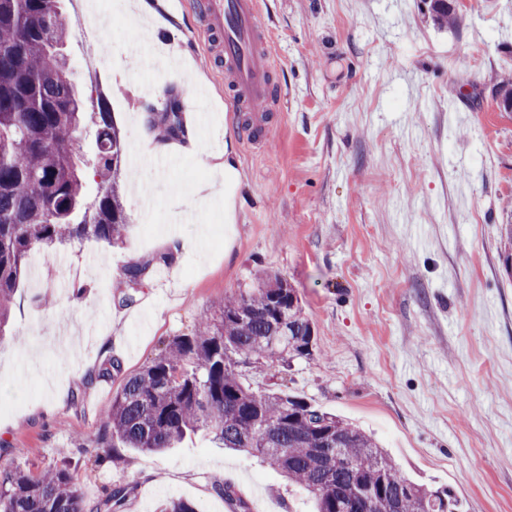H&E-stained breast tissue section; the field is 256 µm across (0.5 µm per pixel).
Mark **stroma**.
Returning <instances> with one entry per match:
<instances>
[{
    "mask_svg": "<svg viewBox=\"0 0 512 512\" xmlns=\"http://www.w3.org/2000/svg\"><path fill=\"white\" fill-rule=\"evenodd\" d=\"M111 21L71 27L70 77L104 98L125 139L121 192L130 230L107 245L35 253L0 339V468L68 469L87 503L125 485L120 512L169 498L227 512L228 484L254 508L312 512L307 493L245 453L203 436L164 453L120 449L96 462L103 414L127 375L190 333L226 297L276 274L296 289L315 355L242 366L256 389L286 385L375 437L419 484L448 489L462 512H512V273L502 226L512 211V117L492 88L512 77V0H461L439 27L423 0H258L274 60L273 101L231 111L205 20L161 0L131 33L136 0H94ZM173 56L174 71L137 64ZM106 66L89 78L83 62ZM188 78L203 111L184 110L194 145L148 143L147 106ZM456 111H449V104ZM236 143L241 208L201 200L224 135ZM153 265L133 303L125 271ZM119 368L97 378L106 358Z\"/></svg>",
    "mask_w": 512,
    "mask_h": 512,
    "instance_id": "obj_1",
    "label": "stroma"
}]
</instances>
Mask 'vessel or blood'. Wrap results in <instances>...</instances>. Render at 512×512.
<instances>
[{
	"instance_id": "1",
	"label": "vessel or blood",
	"mask_w": 512,
	"mask_h": 512,
	"mask_svg": "<svg viewBox=\"0 0 512 512\" xmlns=\"http://www.w3.org/2000/svg\"><path fill=\"white\" fill-rule=\"evenodd\" d=\"M217 37L229 94L240 111L271 100L274 63L265 48L258 0H187Z\"/></svg>"
}]
</instances>
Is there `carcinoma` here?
I'll return each instance as SVG.
<instances>
[{
    "instance_id": "cac0c4a2",
    "label": "carcinoma",
    "mask_w": 512,
    "mask_h": 512,
    "mask_svg": "<svg viewBox=\"0 0 512 512\" xmlns=\"http://www.w3.org/2000/svg\"><path fill=\"white\" fill-rule=\"evenodd\" d=\"M60 0H0V328L31 252L93 238L107 244L130 223L119 178L125 147L102 98H88L69 77L64 46L69 20ZM434 21H457L447 0ZM182 96L171 89L146 126L161 142L185 135ZM93 125L96 151L77 150ZM96 194L88 201V177ZM151 263L126 269L128 288L149 275ZM315 352L314 330L297 292L274 276L264 285L224 300L216 319L163 342L156 358L129 376L112 397L103 443L165 451L200 431L219 447L247 453L288 484L311 495L314 512H461L446 489L407 478L374 438L359 427L277 390H255L239 371L249 360L290 363ZM341 439L340 455L325 449ZM128 492L115 486L93 507L112 512ZM0 512H88L74 475L66 469L32 477L0 470Z\"/></svg>"
}]
</instances>
